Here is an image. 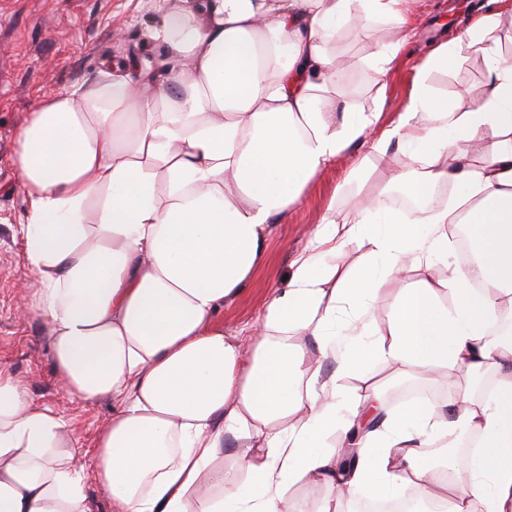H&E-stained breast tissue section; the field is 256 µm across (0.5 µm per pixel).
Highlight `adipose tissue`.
<instances>
[{"label":"adipose tissue","mask_w":512,"mask_h":512,"mask_svg":"<svg viewBox=\"0 0 512 512\" xmlns=\"http://www.w3.org/2000/svg\"><path fill=\"white\" fill-rule=\"evenodd\" d=\"M401 3L161 0L148 37L163 56L52 94L26 119L13 159L29 199L25 260L56 373L75 396L117 402L96 442L114 512H338L361 487L512 512V61L488 39L500 21L490 8L428 62L480 56L488 79L474 106L435 99L422 74L397 123L369 139L374 116L324 98L338 67L329 44L344 26L400 16ZM359 142L409 149L415 167L396 178L425 203L427 230L379 197L349 221L328 211L243 348L218 310L266 261L273 218ZM444 184L459 194L435 205ZM455 224L474 255L466 269L448 259ZM353 241L358 265L325 266ZM398 280L377 312L373 299ZM300 336L342 374L375 361L497 376L479 394L461 389L450 416L428 403L395 411L365 389L340 431L336 381ZM376 417L382 427L369 428ZM465 435L467 466L449 495L435 493L430 457ZM69 441L59 415L0 374V512H90Z\"/></svg>","instance_id":"ef3b65f1"}]
</instances>
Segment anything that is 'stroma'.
Returning a JSON list of instances; mask_svg holds the SVG:
<instances>
[{"mask_svg":"<svg viewBox=\"0 0 512 512\" xmlns=\"http://www.w3.org/2000/svg\"><path fill=\"white\" fill-rule=\"evenodd\" d=\"M488 0H408L403 19L374 17L364 27H344L331 44L345 66L328 93L329 99L351 111L378 113L377 129L392 125L404 110L416 74L440 44L453 40L485 13ZM157 19L153 0H0V370L19 379L40 406L59 414L69 426L71 447L83 465L92 512H112V499L95 481L93 447L115 407L109 398L83 400L73 396L54 371L50 338L35 307L24 243L19 232L28 198L13 165L20 129L30 112L49 95L98 77L105 63L123 64L130 54L152 55L144 32ZM405 22L413 38L390 48L391 63L378 70L375 59L382 46L379 28ZM426 69V68H425ZM429 71V70H428ZM487 79L484 62L460 51L448 69L429 71L435 96L467 108L470 87ZM368 171H359L360 159ZM409 155L391 147L386 156L356 145L312 177L299 200L280 215L268 242V257L242 293L225 304L218 321L225 331L250 329L278 289L286 287L292 262L304 252L311 233L328 206L350 219L362 198L391 187L394 173L408 169ZM336 378L340 409L371 385L387 388L403 382L420 389L426 402L444 404L458 392L425 375H399L371 362L355 374ZM389 406H405L389 392Z\"/></svg>","mask_w":512,"mask_h":512,"instance_id":"obj_1","label":"stroma"}]
</instances>
